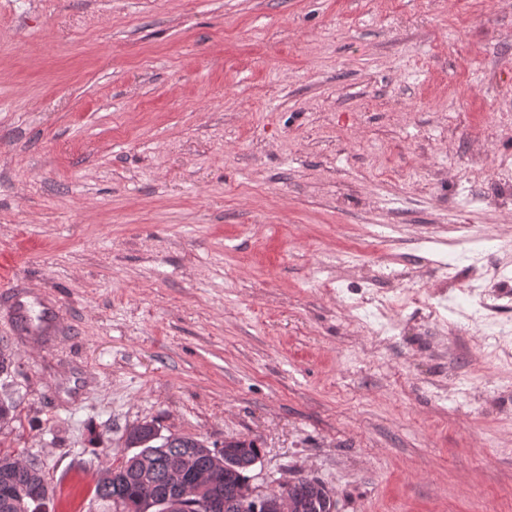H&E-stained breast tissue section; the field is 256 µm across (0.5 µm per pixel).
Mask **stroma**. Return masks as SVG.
<instances>
[{
  "mask_svg": "<svg viewBox=\"0 0 512 512\" xmlns=\"http://www.w3.org/2000/svg\"><path fill=\"white\" fill-rule=\"evenodd\" d=\"M481 270L512 323V0H0V445L49 512L145 421L254 440L260 495L512 512ZM288 496L293 500L296 505V510L293 512H335L332 508L330 495L327 491L318 495L313 489L304 481V477H299L295 480L292 486H288Z\"/></svg>",
  "mask_w": 512,
  "mask_h": 512,
  "instance_id": "stroma-1",
  "label": "stroma"
}]
</instances>
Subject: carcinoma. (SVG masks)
<instances>
[{
    "label": "carcinoma",
    "mask_w": 512,
    "mask_h": 512,
    "mask_svg": "<svg viewBox=\"0 0 512 512\" xmlns=\"http://www.w3.org/2000/svg\"><path fill=\"white\" fill-rule=\"evenodd\" d=\"M224 447L238 453L225 456L209 448L204 441L178 434L157 436L153 429L138 433L132 453L122 461L98 471L95 497L111 504L112 512H153L154 502L179 493L188 482L187 471L175 468L170 460L188 454L193 471L201 475L197 498H224V512H254L258 499L246 503L250 462L260 449L245 439L224 441ZM295 512H331L328 492L317 494L299 477L288 487ZM49 487L43 465L36 459L22 461L14 449L0 448V512H46Z\"/></svg>",
    "instance_id": "obj_1"
}]
</instances>
